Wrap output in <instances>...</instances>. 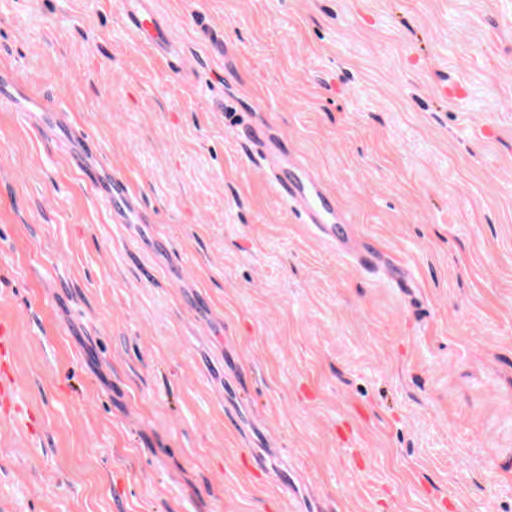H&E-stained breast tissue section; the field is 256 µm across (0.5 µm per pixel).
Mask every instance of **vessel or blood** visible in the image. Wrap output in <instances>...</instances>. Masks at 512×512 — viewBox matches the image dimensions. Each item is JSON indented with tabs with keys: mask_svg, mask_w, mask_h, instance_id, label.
<instances>
[{
	"mask_svg": "<svg viewBox=\"0 0 512 512\" xmlns=\"http://www.w3.org/2000/svg\"><path fill=\"white\" fill-rule=\"evenodd\" d=\"M121 8L134 39L154 49L169 45V31L161 23L152 0H121ZM5 105L18 112L49 110L42 98L20 90L12 71L0 69V107ZM226 120L233 133L244 136L262 160L263 175L277 198L293 207L302 223L313 225L326 240L346 246L349 227L343 224L326 184L314 170L295 161L286 167L278 165L274 160L277 140L250 134L246 115L234 112L228 114ZM68 143L69 155L85 180L122 223L146 224L147 218L129 181L116 169L102 163L93 138L81 126L72 123L68 126ZM14 345L15 333L11 325L0 321V406L5 408L14 404L19 395L11 373Z\"/></svg>",
	"mask_w": 512,
	"mask_h": 512,
	"instance_id": "b4317fda",
	"label": "vessel or blood"
}]
</instances>
